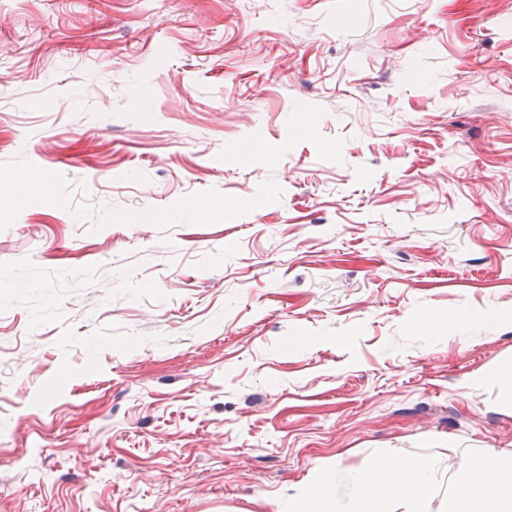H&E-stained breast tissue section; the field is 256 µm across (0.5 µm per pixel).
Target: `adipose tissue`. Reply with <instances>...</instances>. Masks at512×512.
<instances>
[{
  "label": "adipose tissue",
  "instance_id": "obj_1",
  "mask_svg": "<svg viewBox=\"0 0 512 512\" xmlns=\"http://www.w3.org/2000/svg\"><path fill=\"white\" fill-rule=\"evenodd\" d=\"M356 489L349 503L336 497V474L315 465L303 493L289 512H431L437 494L435 469L428 461L391 456L351 473ZM444 512H512V453L475 457L468 475L449 490Z\"/></svg>",
  "mask_w": 512,
  "mask_h": 512
}]
</instances>
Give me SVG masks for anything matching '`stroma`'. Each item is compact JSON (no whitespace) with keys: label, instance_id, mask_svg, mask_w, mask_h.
Listing matches in <instances>:
<instances>
[{"label":"stroma","instance_id":"stroma-1","mask_svg":"<svg viewBox=\"0 0 512 512\" xmlns=\"http://www.w3.org/2000/svg\"><path fill=\"white\" fill-rule=\"evenodd\" d=\"M511 358L512 0H0V512L444 482Z\"/></svg>","mask_w":512,"mask_h":512}]
</instances>
